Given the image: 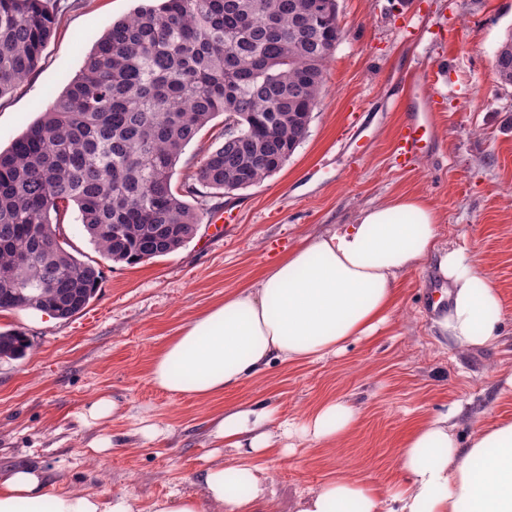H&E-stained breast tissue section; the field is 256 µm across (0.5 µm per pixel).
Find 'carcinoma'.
Listing matches in <instances>:
<instances>
[{"label": "carcinoma", "instance_id": "1", "mask_svg": "<svg viewBox=\"0 0 512 512\" xmlns=\"http://www.w3.org/2000/svg\"><path fill=\"white\" fill-rule=\"evenodd\" d=\"M314 0H159L116 21L50 107L0 151V311L80 313L97 267L60 243L78 208L101 255L138 264L170 254L203 213L172 178L185 147L218 115L224 142L194 174L207 188H248L280 170L305 138L341 32ZM56 26L51 0H0V98L37 66ZM512 85V36L495 56ZM30 348L0 332V358Z\"/></svg>", "mask_w": 512, "mask_h": 512}]
</instances>
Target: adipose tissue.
Instances as JSON below:
<instances>
[{
	"label": "adipose tissue",
	"instance_id": "obj_1",
	"mask_svg": "<svg viewBox=\"0 0 512 512\" xmlns=\"http://www.w3.org/2000/svg\"><path fill=\"white\" fill-rule=\"evenodd\" d=\"M439 217L424 198L398 195L361 211L354 223L306 237L252 284L185 321L156 352L152 382L200 400L228 395L276 363L317 361L344 351L384 325L401 277L434 263L449 286L439 328L460 348L495 346L502 290L465 247L438 243ZM354 404L329 399L296 421L270 403L225 405L213 419V447L234 453L207 468L202 497L186 495L139 507L128 495L58 491L47 475L18 467L0 475V512H270L268 459L292 446L346 437ZM398 478L388 486L339 477L300 497L296 512H512V419L478 424L469 439L441 412L409 424L397 452Z\"/></svg>",
	"mask_w": 512,
	"mask_h": 512
}]
</instances>
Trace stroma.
I'll return each mask as SVG.
<instances>
[{"label": "stroma", "mask_w": 512, "mask_h": 512, "mask_svg": "<svg viewBox=\"0 0 512 512\" xmlns=\"http://www.w3.org/2000/svg\"><path fill=\"white\" fill-rule=\"evenodd\" d=\"M144 0H56L57 25L37 67L0 98V150L9 148L79 74L112 22ZM342 38L327 65L322 100L308 132L281 170L262 183L209 199L238 218L225 237L201 222L173 253L128 265L104 259L82 230L77 209L63 224L66 249L100 270L97 293L67 320L31 309L0 312V330L32 346L0 359V474L29 466L55 489L125 493L148 503L202 495L201 470L223 461L208 424L225 403L270 401L299 419L328 398L359 408L351 432L331 445L298 447L269 460L271 512H293L299 495L351 476L390 484L404 428L460 404L461 434L476 423L512 417V86L500 85L495 54L512 34V0H337ZM429 78L438 102L433 145L411 160L394 152L414 83ZM223 117L184 149L172 184L191 183L204 157L224 141ZM398 194L436 209L440 243L465 246L499 283L502 336L491 348L458 350L441 335L448 282L434 264L408 272L388 323L373 336L318 362L275 365L227 399L174 396L150 380L156 351L182 323L225 293L247 285L303 237L353 223L359 211ZM117 405L109 420L79 417L100 396ZM168 432L137 434V417ZM120 434L122 447L92 454L90 442Z\"/></svg>", "instance_id": "stroma-1"}]
</instances>
